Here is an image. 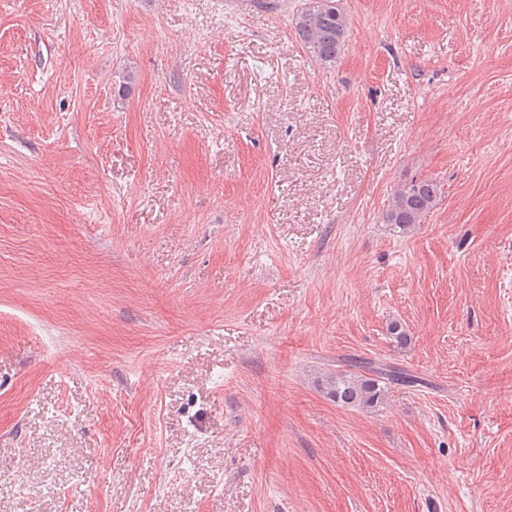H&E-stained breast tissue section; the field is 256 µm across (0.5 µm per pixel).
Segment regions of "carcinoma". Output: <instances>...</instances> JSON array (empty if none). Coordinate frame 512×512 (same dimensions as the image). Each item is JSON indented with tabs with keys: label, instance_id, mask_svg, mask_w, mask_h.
I'll return each instance as SVG.
<instances>
[{
	"label": "carcinoma",
	"instance_id": "cac0c4a2",
	"mask_svg": "<svg viewBox=\"0 0 512 512\" xmlns=\"http://www.w3.org/2000/svg\"><path fill=\"white\" fill-rule=\"evenodd\" d=\"M297 41L320 66L336 64L350 28L348 15L338 0H304L293 17ZM442 195L432 178L413 179L392 194L383 221L406 234L423 223ZM415 377L380 362H359L350 368L324 375L320 387L326 396L343 407L372 410L384 404L393 385L412 386Z\"/></svg>",
	"mask_w": 512,
	"mask_h": 512
}]
</instances>
